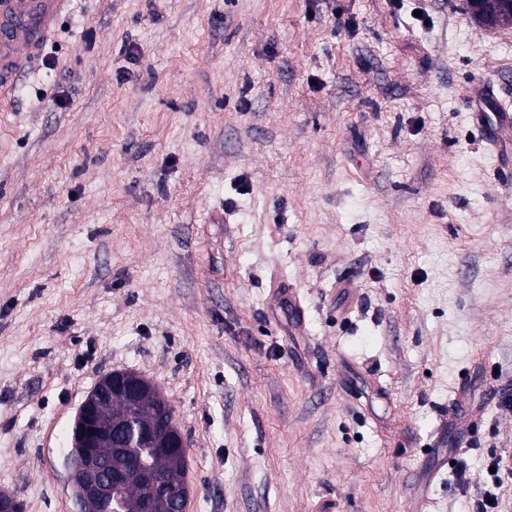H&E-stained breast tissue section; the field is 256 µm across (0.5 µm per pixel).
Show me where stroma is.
Here are the masks:
<instances>
[{
	"label": "stroma",
	"mask_w": 512,
	"mask_h": 512,
	"mask_svg": "<svg viewBox=\"0 0 512 512\" xmlns=\"http://www.w3.org/2000/svg\"><path fill=\"white\" fill-rule=\"evenodd\" d=\"M477 82L512 102V27L461 0H75L0 105V491L74 512V417L129 370L185 512H474L456 465L512 456ZM273 293L278 303L283 302L288 307V314L295 325L302 326L304 324V309L301 306L296 289L290 285L286 286L278 283L273 285Z\"/></svg>",
	"instance_id": "1"
}]
</instances>
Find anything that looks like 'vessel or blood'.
I'll return each mask as SVG.
<instances>
[{
	"mask_svg": "<svg viewBox=\"0 0 512 512\" xmlns=\"http://www.w3.org/2000/svg\"><path fill=\"white\" fill-rule=\"evenodd\" d=\"M72 0H0V96L15 89L29 62L51 40ZM470 103L487 140L496 150L504 172L512 171V104L491 97L474 86ZM276 301L284 303L295 325H303L304 309L292 286L275 284Z\"/></svg>",
	"mask_w": 512,
	"mask_h": 512,
	"instance_id": "obj_1",
	"label": "vessel or blood"
}]
</instances>
